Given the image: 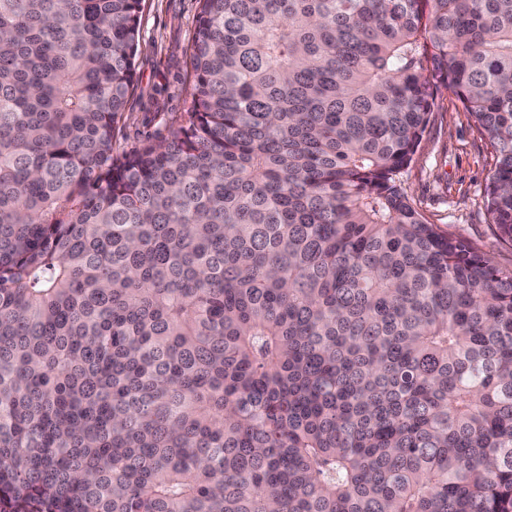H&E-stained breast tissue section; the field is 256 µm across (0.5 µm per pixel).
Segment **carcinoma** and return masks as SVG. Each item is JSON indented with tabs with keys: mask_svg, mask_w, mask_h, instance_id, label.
Listing matches in <instances>:
<instances>
[{
	"mask_svg": "<svg viewBox=\"0 0 512 512\" xmlns=\"http://www.w3.org/2000/svg\"><path fill=\"white\" fill-rule=\"evenodd\" d=\"M199 2L122 154L143 0H0V512H512V270L401 181L439 77L512 241V0Z\"/></svg>",
	"mask_w": 512,
	"mask_h": 512,
	"instance_id": "obj_1",
	"label": "carcinoma"
}]
</instances>
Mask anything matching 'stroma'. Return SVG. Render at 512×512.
Segmentation results:
<instances>
[{
	"label": "stroma",
	"instance_id": "obj_1",
	"mask_svg": "<svg viewBox=\"0 0 512 512\" xmlns=\"http://www.w3.org/2000/svg\"><path fill=\"white\" fill-rule=\"evenodd\" d=\"M199 0H144L137 83L114 133L116 152L165 140L191 108L189 52ZM430 124L406 170L413 206L441 232L466 239L501 269H512V242L503 239L484 205L492 160L473 118L440 79H433Z\"/></svg>",
	"mask_w": 512,
	"mask_h": 512
}]
</instances>
